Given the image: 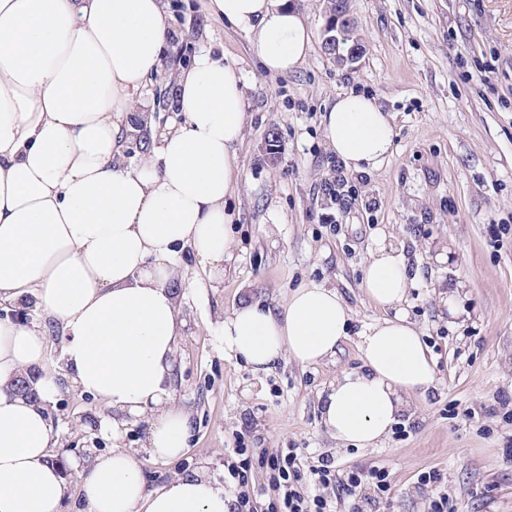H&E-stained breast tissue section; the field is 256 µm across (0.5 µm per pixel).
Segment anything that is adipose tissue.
Returning a JSON list of instances; mask_svg holds the SVG:
<instances>
[{
    "instance_id": "1",
    "label": "adipose tissue",
    "mask_w": 512,
    "mask_h": 512,
    "mask_svg": "<svg viewBox=\"0 0 512 512\" xmlns=\"http://www.w3.org/2000/svg\"><path fill=\"white\" fill-rule=\"evenodd\" d=\"M248 33L265 70L297 69L312 30L292 0H209ZM174 30L163 0H0V302L33 303L65 333L73 384L112 410L111 452L89 459L87 512H232L231 495L202 474L147 489L119 441L149 417L146 446L166 458L187 445L189 416L173 404L176 342L185 324L179 259L191 246L211 276L232 256L225 204L238 185L245 126L241 75L200 50L170 74L182 121L146 162L124 158L128 116L151 78L166 73ZM344 169L365 173L391 155L395 129L377 98L344 93L322 116ZM412 280L403 250L377 241L363 288L388 317L354 329L336 290L298 288L283 311L252 302L224 320V353L264 372L281 358L314 364L357 334L363 364L320 399L326 428L345 444L376 446L427 393L436 366L402 306ZM44 337L0 320V512H63L69 486L53 460ZM38 394H16L18 378Z\"/></svg>"
}]
</instances>
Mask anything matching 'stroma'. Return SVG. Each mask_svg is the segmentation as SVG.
<instances>
[{
  "mask_svg": "<svg viewBox=\"0 0 512 512\" xmlns=\"http://www.w3.org/2000/svg\"><path fill=\"white\" fill-rule=\"evenodd\" d=\"M164 2L177 59L189 62L207 46L236 65L247 122L237 148L240 194L229 203L232 260L213 279L192 250L179 255L188 280L173 399L192 415L188 447L172 460L151 455L143 418L121 440L147 487L198 470L223 485L242 438L258 454L296 448L344 466H387L392 493L381 512H425L416 478L432 468L458 512H512V425L502 418L512 406V0H350L363 53L346 66L324 52L323 0H294L314 42L299 68L277 76L263 70L246 32L209 15L206 0ZM346 92L377 97L396 140L380 169L347 174L355 200L342 212L324 192L337 172L321 116ZM493 224L502 227L495 236ZM380 229L418 270L404 307L435 357L438 383L409 397L408 416L387 439L357 449L338 443L319 412L336 377L361 367L357 336L320 363L283 360L256 373L225 355L223 322L246 301L283 308L305 285L335 289L355 326L383 317L361 287ZM441 251L449 262L436 261ZM452 281L470 312L459 324L441 297ZM31 319L57 380L53 454L70 486L66 508L81 512L74 448L97 439L111 451L110 418L67 378L61 325L40 311ZM87 415L98 426L84 423Z\"/></svg>",
  "mask_w": 512,
  "mask_h": 512,
  "instance_id": "obj_1",
  "label": "stroma"
}]
</instances>
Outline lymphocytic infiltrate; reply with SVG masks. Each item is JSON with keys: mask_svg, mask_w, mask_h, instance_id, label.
<instances>
[{"mask_svg": "<svg viewBox=\"0 0 512 512\" xmlns=\"http://www.w3.org/2000/svg\"><path fill=\"white\" fill-rule=\"evenodd\" d=\"M237 459L228 466L227 486L233 494V512H255L248 489L253 468L265 469L277 499L268 512H336L338 502H346L348 512H365L388 499L390 473L380 466H337L332 459L319 458L308 464L295 449L272 456H254L248 449H236Z\"/></svg>", "mask_w": 512, "mask_h": 512, "instance_id": "1", "label": "lymphocytic infiltrate"}]
</instances>
